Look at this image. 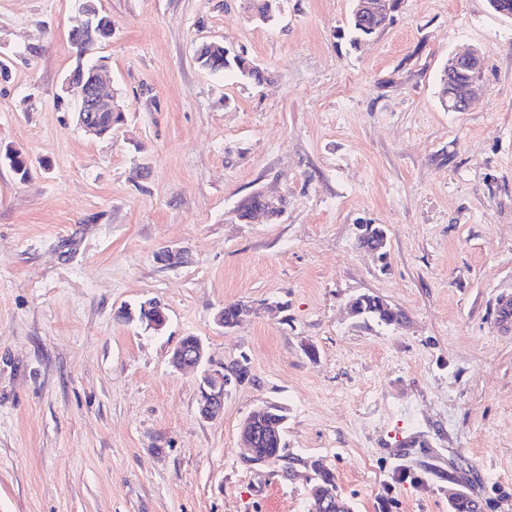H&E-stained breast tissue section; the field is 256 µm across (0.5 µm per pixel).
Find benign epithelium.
Returning <instances> with one entry per match:
<instances>
[{
  "mask_svg": "<svg viewBox=\"0 0 512 512\" xmlns=\"http://www.w3.org/2000/svg\"><path fill=\"white\" fill-rule=\"evenodd\" d=\"M448 66V95L444 106L450 112L466 111L479 89L484 67V54L479 50L452 54L446 61ZM103 68H98L93 77L79 85L65 80L64 91L73 96L77 103V122L89 136L100 138L101 127L87 122L95 114L110 113L113 109L112 90L108 89L102 78ZM172 363L180 369H193L200 372L202 386L199 415L204 420H216L224 412V397L233 384H242L246 378L233 375L227 365L216 366L207 355L204 342L196 338L189 345H178L172 355ZM260 409H253L244 419L241 427V439L246 447L244 462L250 467L268 465V458L258 447L267 431L257 420Z\"/></svg>",
  "mask_w": 512,
  "mask_h": 512,
  "instance_id": "1",
  "label": "benign epithelium"
}]
</instances>
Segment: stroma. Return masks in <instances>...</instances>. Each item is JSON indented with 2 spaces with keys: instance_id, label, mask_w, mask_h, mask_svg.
I'll return each mask as SVG.
<instances>
[{
  "instance_id": "1",
  "label": "stroma",
  "mask_w": 512,
  "mask_h": 512,
  "mask_svg": "<svg viewBox=\"0 0 512 512\" xmlns=\"http://www.w3.org/2000/svg\"><path fill=\"white\" fill-rule=\"evenodd\" d=\"M99 4L112 37L92 56L124 122L92 138L62 89L75 0H0V146L29 163L0 165V512H317V459L353 512H450L453 491L512 512V20L402 0L355 49L352 0H283L271 25L244 0ZM204 41L269 81L202 70ZM471 48L481 93L448 111L439 73ZM255 194L284 213L240 219ZM360 224L386 227V262ZM361 294L401 322L352 317ZM148 301L163 330L120 319ZM238 301L251 314L215 325ZM187 336L249 362L219 420L171 363ZM269 403L296 474L242 459ZM245 308L246 305L241 302L225 304L224 308L216 311L214 322L224 329H232L239 324V318L245 314L243 312Z\"/></svg>"
}]
</instances>
